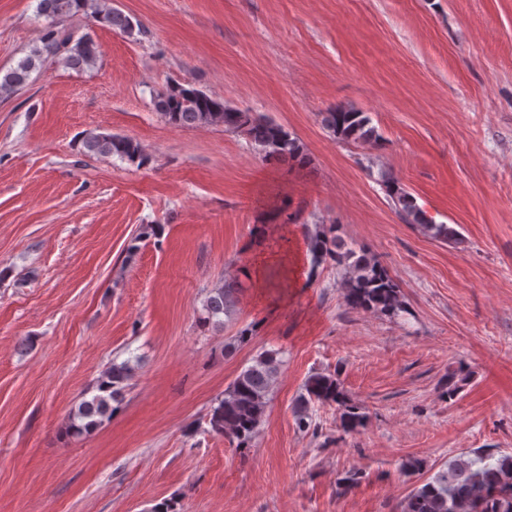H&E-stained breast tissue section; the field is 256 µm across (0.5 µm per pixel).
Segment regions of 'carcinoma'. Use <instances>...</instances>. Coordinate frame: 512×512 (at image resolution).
Segmentation results:
<instances>
[{
  "label": "carcinoma",
  "instance_id": "obj_1",
  "mask_svg": "<svg viewBox=\"0 0 512 512\" xmlns=\"http://www.w3.org/2000/svg\"><path fill=\"white\" fill-rule=\"evenodd\" d=\"M39 15L50 20L35 48L16 67L0 74V99L10 98L24 89L32 72L47 58H55L71 69L91 68L98 57L91 34L79 38L66 31L65 23L78 15L132 37L142 30L139 21L109 6V0H39ZM154 111L175 127L222 126L229 132H241L262 158L270 163L304 167L308 154L301 141L285 126L263 114L233 108L203 90L179 82L168 84L152 96ZM325 128L337 138L361 147L375 146L381 139L367 112L353 107H334L322 113ZM83 146L90 154L117 156L144 165L148 158L136 140L116 134L86 133ZM382 182L390 185L391 200L408 224H414L445 241L457 238V231L428 218L416 199L393 184L387 171L380 170ZM312 267L322 264L342 268L339 281L343 301L353 310L395 316L404 309L400 290L386 268L370 252L356 248L336 235V225L316 224L307 231ZM239 288L233 282L209 291L202 322L215 328L224 327V317L236 310ZM257 324H248L224 340V355L233 354L250 341ZM282 361L273 352L258 355L225 390L224 397L209 411L210 431L221 435L237 448H248L263 421L273 385ZM135 365L127 359L112 365L91 388L71 414L65 434L79 438L99 429L122 407L128 382ZM467 382L462 371L446 375L445 392L455 398ZM335 407L339 426L345 434H355L364 426L366 413L362 404L351 399L341 380V371L310 375L292 407L298 429L312 427L315 408ZM400 512H512V454L495 456L476 454L448 463L433 480L414 487L405 497Z\"/></svg>",
  "mask_w": 512,
  "mask_h": 512
}]
</instances>
